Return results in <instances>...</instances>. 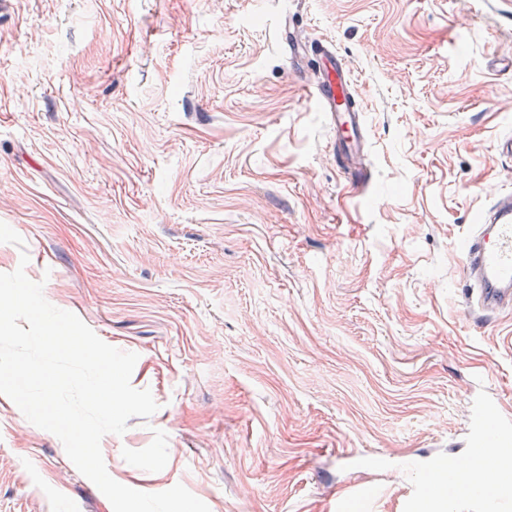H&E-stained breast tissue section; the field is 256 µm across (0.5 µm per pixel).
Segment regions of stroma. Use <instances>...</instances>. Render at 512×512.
Masks as SVG:
<instances>
[{"label": "stroma", "mask_w": 512, "mask_h": 512, "mask_svg": "<svg viewBox=\"0 0 512 512\" xmlns=\"http://www.w3.org/2000/svg\"><path fill=\"white\" fill-rule=\"evenodd\" d=\"M333 44L366 121L353 194L279 23ZM512 0H11L0 273L138 355L159 405L110 476L210 512H402L421 468L512 447V313L474 321L460 247L512 193ZM0 512H113L0 395Z\"/></svg>", "instance_id": "stroma-1"}]
</instances>
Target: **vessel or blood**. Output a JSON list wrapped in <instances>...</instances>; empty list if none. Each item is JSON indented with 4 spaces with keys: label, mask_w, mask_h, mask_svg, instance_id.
I'll use <instances>...</instances> for the list:
<instances>
[{
    "label": "vessel or blood",
    "mask_w": 512,
    "mask_h": 512,
    "mask_svg": "<svg viewBox=\"0 0 512 512\" xmlns=\"http://www.w3.org/2000/svg\"><path fill=\"white\" fill-rule=\"evenodd\" d=\"M289 57L305 49L321 55L325 69L314 81H305L307 99L326 112L336 130L337 166L356 186L369 181L362 154L365 143L364 114L353 103L347 67L331 44L302 37L293 21L280 29ZM463 277L471 287L469 311L473 317L512 311V193L495 196L482 211L463 250ZM431 482L415 484L405 497L403 512H448L447 459L432 462Z\"/></svg>",
    "instance_id": "vessel-or-blood-1"
}]
</instances>
